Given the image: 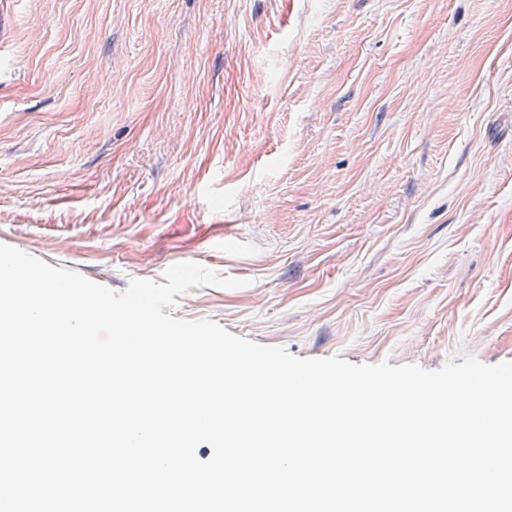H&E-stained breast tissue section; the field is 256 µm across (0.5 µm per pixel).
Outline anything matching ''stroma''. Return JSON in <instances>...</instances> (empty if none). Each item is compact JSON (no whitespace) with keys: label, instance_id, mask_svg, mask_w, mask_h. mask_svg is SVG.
Returning <instances> with one entry per match:
<instances>
[{"label":"stroma","instance_id":"1","mask_svg":"<svg viewBox=\"0 0 512 512\" xmlns=\"http://www.w3.org/2000/svg\"><path fill=\"white\" fill-rule=\"evenodd\" d=\"M0 244L299 358L512 361V0H0Z\"/></svg>","mask_w":512,"mask_h":512}]
</instances>
